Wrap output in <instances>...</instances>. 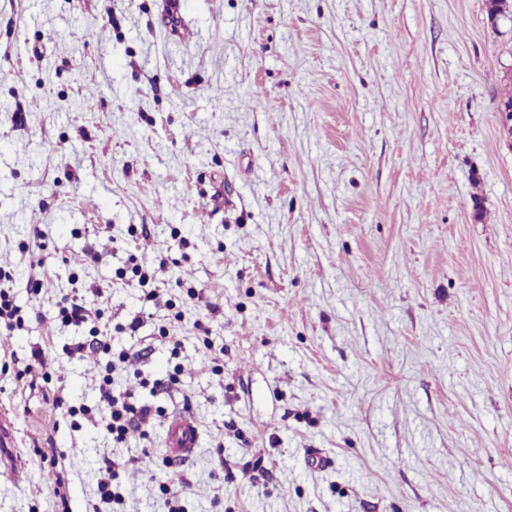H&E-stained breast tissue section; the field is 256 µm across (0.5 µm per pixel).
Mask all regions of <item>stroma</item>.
I'll return each instance as SVG.
<instances>
[{"label": "stroma", "mask_w": 512, "mask_h": 512, "mask_svg": "<svg viewBox=\"0 0 512 512\" xmlns=\"http://www.w3.org/2000/svg\"><path fill=\"white\" fill-rule=\"evenodd\" d=\"M509 72L486 0H0V267L26 319L0 334V512H92L105 456L125 512H512ZM139 253L171 257L181 321ZM65 294L141 351L112 387L160 410L148 438L54 404L98 395ZM38 347L56 370L26 371ZM179 411L201 444L173 468ZM128 261L132 265V271L138 277L141 287H146L149 282L153 281L158 270H164L168 263V259L164 256L148 257L145 255H131Z\"/></svg>", "instance_id": "35a3bbf8"}]
</instances>
